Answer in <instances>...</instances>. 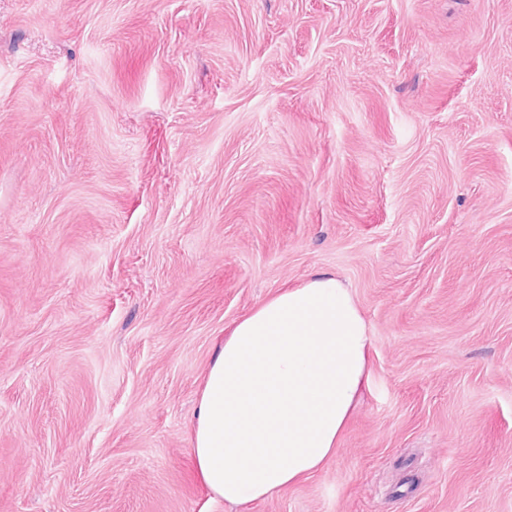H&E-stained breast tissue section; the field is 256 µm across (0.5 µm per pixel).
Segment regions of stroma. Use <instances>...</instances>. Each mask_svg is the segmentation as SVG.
<instances>
[{"instance_id": "obj_1", "label": "stroma", "mask_w": 512, "mask_h": 512, "mask_svg": "<svg viewBox=\"0 0 512 512\" xmlns=\"http://www.w3.org/2000/svg\"><path fill=\"white\" fill-rule=\"evenodd\" d=\"M317 273L369 386L212 499L214 349ZM0 512H512V0H0Z\"/></svg>"}]
</instances>
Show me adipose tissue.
Instances as JSON below:
<instances>
[{
	"label": "adipose tissue",
	"mask_w": 512,
	"mask_h": 512,
	"mask_svg": "<svg viewBox=\"0 0 512 512\" xmlns=\"http://www.w3.org/2000/svg\"><path fill=\"white\" fill-rule=\"evenodd\" d=\"M371 339L349 290L326 273L285 288L217 344L192 453L212 497H274L335 455L368 382Z\"/></svg>",
	"instance_id": "adipose-tissue-1"
}]
</instances>
